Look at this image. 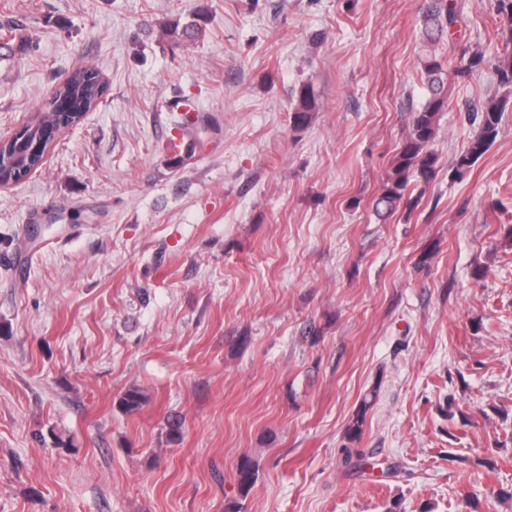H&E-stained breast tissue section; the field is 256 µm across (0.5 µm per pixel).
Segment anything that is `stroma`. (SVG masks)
<instances>
[{"instance_id": "35a3bbf8", "label": "stroma", "mask_w": 512, "mask_h": 512, "mask_svg": "<svg viewBox=\"0 0 512 512\" xmlns=\"http://www.w3.org/2000/svg\"><path fill=\"white\" fill-rule=\"evenodd\" d=\"M429 2L0 0V140L77 68L107 82L0 187V512H512V89L448 77L435 178L374 207L422 61L500 46L496 0L433 44ZM491 97L499 134L455 175ZM195 17L197 18L187 23H181V17L177 16L170 20L163 21V30L166 36L171 39L173 46H179L181 41H196L205 37V27L200 23V21L204 22V17L200 14L195 15ZM315 108L316 101L313 91L307 85L302 86L291 110L293 126L296 128L304 126L310 118V112H314Z\"/></svg>"}]
</instances>
